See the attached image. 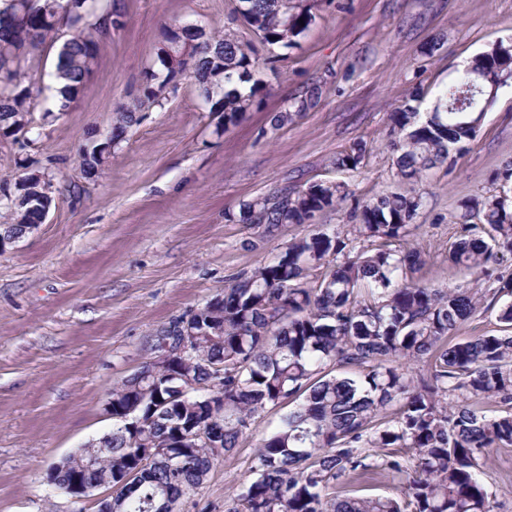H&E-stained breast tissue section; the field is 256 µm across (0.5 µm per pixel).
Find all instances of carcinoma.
<instances>
[{
	"mask_svg": "<svg viewBox=\"0 0 512 512\" xmlns=\"http://www.w3.org/2000/svg\"><path fill=\"white\" fill-rule=\"evenodd\" d=\"M224 30L202 32L189 45L178 30L163 32L165 76L190 71L224 129L243 118L266 88L254 78L257 45L287 47L314 16L295 0H240ZM86 9L84 0H0V68L10 86L0 88V136L15 137L32 115L39 92L41 52L57 47L54 79L63 83L66 111L97 65L105 33L75 19L69 38L52 35L58 11ZM496 47L473 57L469 68L420 116L409 97L387 117L393 175L415 180L438 165L451 168L476 139L482 117L459 105L484 102L471 70L498 81ZM158 76L129 103L115 108L113 138L121 142L140 113L162 105L151 91ZM305 107L269 114L270 126L295 121ZM367 153L357 140L336 155L338 169L356 170ZM19 182L0 181V218L35 222L39 208L16 205ZM354 197L343 183L276 189L243 204L225 221L310 224L316 213ZM423 195L382 193L357 201L347 223L332 233L297 236L272 261L232 276L218 296L198 308L204 334L189 337L191 355L159 360L148 375H129L112 388V459L100 467L116 484L142 461L155 458L137 484L119 493L117 512H161L202 485L213 461L232 452L267 410L290 405L277 427L260 439L252 481L224 512H494L486 482L491 451L512 447V209L507 190L473 197L448 249V263L490 278L484 288H431L421 281L424 251L408 245ZM496 312L492 333L452 341L471 319ZM422 362L413 376L406 365ZM195 383L170 405L173 383ZM493 400L503 408L486 416L473 408ZM145 421L132 430L127 410ZM72 458L55 477L64 491ZM380 469L403 481L404 497L336 498L351 474Z\"/></svg>",
	"mask_w": 512,
	"mask_h": 512,
	"instance_id": "cac0c4a2",
	"label": "carcinoma"
}]
</instances>
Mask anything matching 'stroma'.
<instances>
[{
    "label": "stroma",
    "instance_id": "1",
    "mask_svg": "<svg viewBox=\"0 0 512 512\" xmlns=\"http://www.w3.org/2000/svg\"><path fill=\"white\" fill-rule=\"evenodd\" d=\"M124 24L68 111L53 86L54 50L44 60L33 123L20 140L0 138V179L38 171L57 203L33 233L0 248V512H98L100 492L76 499L45 480L48 466L111 430L113 386L152 357L156 331L223 294L231 275L278 255L311 227L331 232L345 213L273 234L230 224L254 198L283 187L345 182L356 196L423 194L412 239L430 255L423 281L475 287L450 267L462 200L497 194L495 172L512 160V79L487 108L481 130L453 168L434 167L411 184L394 177L384 147L387 115L419 90L429 111L478 53L512 46V0H313L314 20L277 56L260 51L269 89L225 127L184 78L179 94L143 112L93 178L81 155L108 133L115 106L136 94L153 65L164 26L223 29L237 0H117ZM319 84L316 105L288 127L268 113L294 106ZM370 152L355 171L331 161L355 140ZM268 410L252 436L217 459L180 512H224L251 480L258 437L275 427ZM487 482L496 512H512V447L494 451Z\"/></svg>",
    "mask_w": 512,
    "mask_h": 512
}]
</instances>
